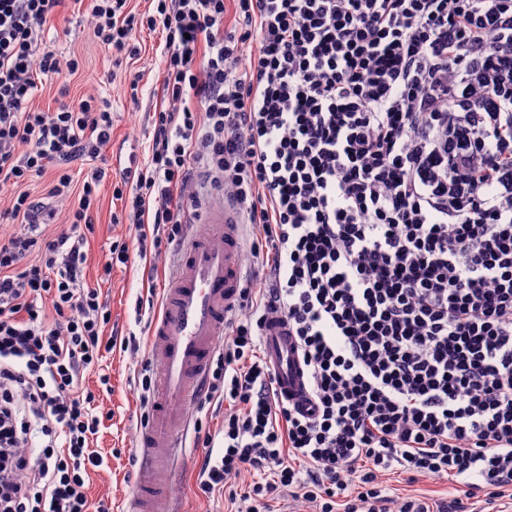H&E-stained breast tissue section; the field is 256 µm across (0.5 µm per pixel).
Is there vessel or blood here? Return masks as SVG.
Here are the masks:
<instances>
[{"instance_id":"vessel-or-blood-1","label":"vessel or blood","mask_w":512,"mask_h":512,"mask_svg":"<svg viewBox=\"0 0 512 512\" xmlns=\"http://www.w3.org/2000/svg\"><path fill=\"white\" fill-rule=\"evenodd\" d=\"M200 207L207 229L191 237L150 332L151 352L161 365L160 391L151 419L139 435L145 469L127 512H169L164 472L181 445L187 405L209 369L244 288L240 212L229 202L204 201ZM264 355L275 373L279 397L293 404L303 402L308 375L286 322L276 321L265 329Z\"/></svg>"}]
</instances>
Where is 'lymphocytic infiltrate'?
<instances>
[{
  "label": "lymphocytic infiltrate",
  "mask_w": 512,
  "mask_h": 512,
  "mask_svg": "<svg viewBox=\"0 0 512 512\" xmlns=\"http://www.w3.org/2000/svg\"><path fill=\"white\" fill-rule=\"evenodd\" d=\"M66 0H0V512H109L85 478L101 418L86 370L135 336L111 332L84 276L112 169V104L34 107L60 62L36 46ZM88 0L93 33L135 56L164 36L152 152L113 194L139 255L187 236L183 191L204 162L252 228L244 289L194 422L196 484L248 472L245 512L285 489L316 512H471L512 500V0ZM232 25H225V18ZM91 169L74 183L69 167ZM48 177L45 198L29 183ZM69 201L60 232L47 199ZM287 322L309 377L282 400L263 356ZM445 479L449 499L381 483Z\"/></svg>",
  "instance_id": "lymphocytic-infiltrate-1"
}]
</instances>
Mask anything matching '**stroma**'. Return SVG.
Returning a JSON list of instances; mask_svg holds the SVG:
<instances>
[{
  "mask_svg": "<svg viewBox=\"0 0 512 512\" xmlns=\"http://www.w3.org/2000/svg\"><path fill=\"white\" fill-rule=\"evenodd\" d=\"M142 47L131 68L116 66L110 52L93 35L90 18L83 0H70L66 10L48 24L43 44L61 60L78 59L77 75L62 73L58 82L44 85L33 101L36 108H55L60 87H67L72 99L89 95L101 96L112 102V141L104 155L112 166L113 179H120L122 168L118 157L121 147H130L138 161H147L151 152L152 114L163 101L164 62L161 31H143L136 36ZM140 76L137 91H130L124 82L126 71ZM120 208L111 192H103L100 201V222L88 251V279L100 288L112 312V322L134 332L140 342L138 353L114 351L103 362L111 375V393L99 392L96 372H88L84 386L95 392V404L104 420L95 435L93 449L103 459V465L93 472L87 483L91 502L110 504L112 512H124L140 477L141 451L137 446L144 410L137 389L143 369L153 364L149 350V324L138 321L135 314L137 297L161 300L165 283L177 274L176 256L169 255L157 262L156 271H149L138 256V242L130 224L112 223L113 212ZM126 240L129 246L128 264L114 267L109 279L98 280V271L106 261L108 243L114 237ZM194 433L186 431L185 450L172 465L169 486L173 512H225L228 503L223 493L202 494L196 487L199 451L193 446Z\"/></svg>",
  "mask_w": 512,
  "mask_h": 512,
  "instance_id": "1",
  "label": "stroma"
}]
</instances>
